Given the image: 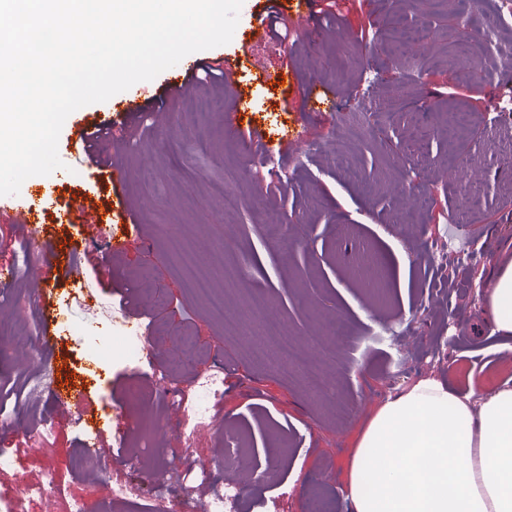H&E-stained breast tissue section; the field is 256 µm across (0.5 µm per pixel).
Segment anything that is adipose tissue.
Listing matches in <instances>:
<instances>
[{"label":"adipose tissue","instance_id":"1","mask_svg":"<svg viewBox=\"0 0 512 512\" xmlns=\"http://www.w3.org/2000/svg\"><path fill=\"white\" fill-rule=\"evenodd\" d=\"M487 310L512 335V262ZM353 512H512V385L472 398L424 378L387 400L362 432L349 472Z\"/></svg>","mask_w":512,"mask_h":512}]
</instances>
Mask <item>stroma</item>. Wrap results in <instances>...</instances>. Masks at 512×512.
Here are the masks:
<instances>
[{"instance_id": "obj_1", "label": "stroma", "mask_w": 512, "mask_h": 512, "mask_svg": "<svg viewBox=\"0 0 512 512\" xmlns=\"http://www.w3.org/2000/svg\"><path fill=\"white\" fill-rule=\"evenodd\" d=\"M277 4L302 18L290 36L252 51V15ZM466 0H244L232 41L197 52L201 61L233 62L228 84L202 81L165 100L162 115L124 125L121 98L84 106L92 121H111L106 169L84 168L69 151L63 125L62 169L46 178L42 203L50 246L83 264L96 298L128 296L134 321L152 342V361L132 365L109 342L106 314L88 315L73 283L61 279L54 303L64 323L45 352L50 383L90 384L106 435L121 454L109 468L89 469L83 444L90 427L53 414L49 399L24 401L14 416V466L0 479V500L18 484L52 486L18 512H65L79 497L86 512H109L106 484H140L122 512H181L186 494L167 493L156 469L207 472L216 485L234 479L226 433L243 438L244 454L274 471L241 486L235 512H352L350 464L377 409L419 379L460 392L496 388L512 378L500 359L486 298L498 265L512 260V166L500 149L512 143V24L500 48L485 54L481 22L460 33ZM288 79L277 86L253 65ZM252 103L233 126L225 119L238 97ZM467 123L451 134L448 111ZM264 136L250 153L251 132ZM123 175L113 187L108 167ZM155 182L144 189L142 171ZM483 196L470 221L455 216L472 181ZM129 215L114 239H92L60 224L58 212L78 197ZM283 224L287 240L267 236ZM195 241L187 263L166 245L170 231ZM23 229L0 212V259H13L15 280L0 295V323L28 341L0 336V381L23 391L34 374L42 316L32 304L40 260L24 261L14 243ZM208 273L225 301L215 312L192 284ZM262 294L269 316L285 322L304 356L333 380V393L310 392L300 368L278 352L253 355L248 302ZM218 372L224 388L203 417L193 408L196 379ZM353 408L349 420L336 407Z\"/></svg>"}]
</instances>
